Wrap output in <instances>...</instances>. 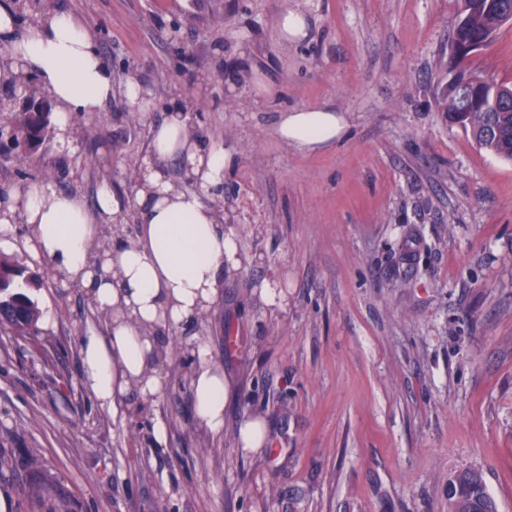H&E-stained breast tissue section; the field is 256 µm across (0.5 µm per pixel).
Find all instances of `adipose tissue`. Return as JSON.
I'll list each match as a JSON object with an SVG mask.
<instances>
[{"label": "adipose tissue", "mask_w": 512, "mask_h": 512, "mask_svg": "<svg viewBox=\"0 0 512 512\" xmlns=\"http://www.w3.org/2000/svg\"><path fill=\"white\" fill-rule=\"evenodd\" d=\"M1 83L46 97L63 144L71 140L75 115L101 111L112 98V70L83 22L57 11L24 24L8 0H0ZM189 109L183 100L168 104L125 194L102 183L91 207L80 194L44 182L0 185V224L21 217L30 227L32 260L45 264L62 289L84 291L104 317V328L88 326L79 338L80 379L97 405L115 415L130 394L149 400L161 393V333L207 312L242 264L239 227L213 204L224 195L235 157L199 143L188 129ZM345 128V117L328 106L287 109L277 123L280 139L301 150L330 144ZM173 157L182 178L168 170ZM131 211L139 225L135 241L116 239L95 252L104 227L124 223ZM193 355L195 421L222 434L231 381L210 362L205 341Z\"/></svg>", "instance_id": "ef3b65f1"}]
</instances>
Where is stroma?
Here are the masks:
<instances>
[{
    "mask_svg": "<svg viewBox=\"0 0 512 512\" xmlns=\"http://www.w3.org/2000/svg\"><path fill=\"white\" fill-rule=\"evenodd\" d=\"M458 4L13 0L24 19L84 21L112 98L75 116L69 144L13 148L0 184L48 181L90 206L102 181L125 191L151 125L181 97L200 143L235 156L224 209L245 258L202 319L165 336L162 393L117 419L80 382L89 297L43 279L34 299L50 325L27 341L0 329L11 512H448L446 479L468 467L512 512V162L436 109ZM295 9L309 34L280 41ZM470 66L512 82V24ZM132 74L154 101L142 115L123 97ZM322 104L347 119L336 144L278 138L283 109ZM270 278L277 314L260 297ZM199 338L233 384L217 438L193 415ZM246 415L265 420V447H239Z\"/></svg>",
    "mask_w": 512,
    "mask_h": 512,
    "instance_id": "obj_1",
    "label": "stroma"
}]
</instances>
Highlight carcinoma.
I'll list each match as a JSON object with an SVG mask.
<instances>
[{
	"label": "carcinoma",
	"instance_id": "cac0c4a2",
	"mask_svg": "<svg viewBox=\"0 0 512 512\" xmlns=\"http://www.w3.org/2000/svg\"><path fill=\"white\" fill-rule=\"evenodd\" d=\"M512 15V0H461L458 24L452 40L459 48L480 45L496 33L501 20ZM472 52L448 56L445 65L447 82L438 98V109L450 127L471 134L475 143L497 157L512 161V85L481 77L468 68ZM469 87L472 100L467 109L457 105L458 89ZM50 114L20 112L15 131L31 149L45 142L50 130ZM26 267L16 260L0 256V327L13 335L27 338L39 334L40 311L24 293L13 290L16 279ZM448 512H498L482 471L465 468L448 475Z\"/></svg>",
	"mask_w": 512,
	"mask_h": 512
}]
</instances>
